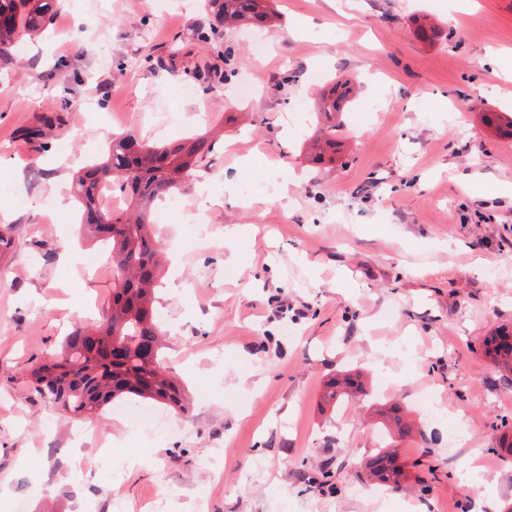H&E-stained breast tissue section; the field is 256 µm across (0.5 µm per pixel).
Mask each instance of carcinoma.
Masks as SVG:
<instances>
[{"mask_svg":"<svg viewBox=\"0 0 512 512\" xmlns=\"http://www.w3.org/2000/svg\"><path fill=\"white\" fill-rule=\"evenodd\" d=\"M274 0H207L215 25L196 33L209 44L226 26H267L273 20ZM57 0H0V64L12 62V50L25 38H34L50 24ZM351 87L333 85L324 109L349 97ZM208 133L166 144L146 143L132 133L112 138L105 156L86 167L74 180V195L82 205L80 229L91 241L112 246V300L100 318L75 323L54 360L33 366L34 392L52 407L77 422L103 414L112 401L135 396L166 405L185 415L191 399L163 363L162 331L155 320L156 289L164 265L163 244L152 221L157 202L182 189L212 151ZM336 140L319 136L312 141L314 160L321 162ZM116 191L126 200L118 210L101 206L103 191ZM112 218V227L97 222V215ZM486 355L512 372V326L499 328L484 343ZM363 392L359 375L347 374L326 385L324 399ZM391 428L406 436L412 427L401 409H390ZM379 484L399 487L407 471L393 451L380 450L365 463Z\"/></svg>","mask_w":512,"mask_h":512,"instance_id":"obj_1","label":"carcinoma"}]
</instances>
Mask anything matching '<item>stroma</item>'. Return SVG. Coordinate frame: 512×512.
<instances>
[{
  "label": "stroma",
  "mask_w": 512,
  "mask_h": 512,
  "mask_svg": "<svg viewBox=\"0 0 512 512\" xmlns=\"http://www.w3.org/2000/svg\"><path fill=\"white\" fill-rule=\"evenodd\" d=\"M257 34L195 39L201 0H59L43 35L0 72V512H505L512 453L496 454L512 381L483 352L512 325V0H278ZM233 48L226 79L205 69ZM335 79L357 94L318 112ZM53 116L45 142L25 131ZM204 129L206 167L156 224L168 264L156 308L165 358L196 400L185 434L137 430L114 402L99 436L37 396L27 375L112 294L108 249L78 237L72 177L112 137ZM336 157L309 159L313 132ZM205 247H192L199 225ZM51 253V261L40 258ZM365 395L329 405L328 380ZM445 411L430 412L436 404ZM400 405L411 435L384 432ZM397 449L411 482L374 488L363 460ZM330 462L335 492L302 473ZM430 490L420 494L419 481ZM363 393V384L360 375L347 374L342 379H333L326 385L324 399L332 403L344 396L355 397V394Z\"/></svg>",
  "instance_id": "stroma-1"
}]
</instances>
